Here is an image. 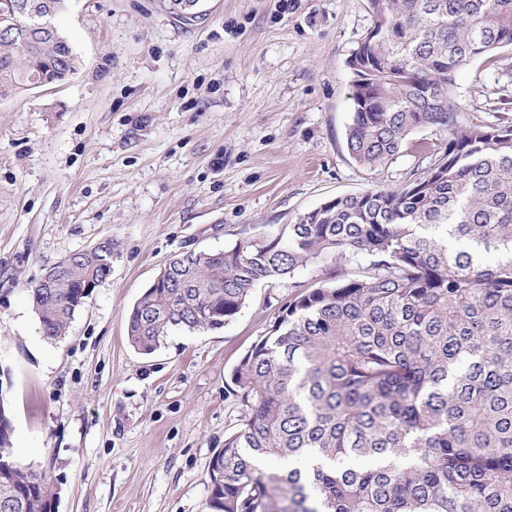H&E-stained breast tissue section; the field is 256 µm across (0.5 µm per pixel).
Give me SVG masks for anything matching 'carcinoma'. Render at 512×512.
<instances>
[{"instance_id": "1", "label": "carcinoma", "mask_w": 512, "mask_h": 512, "mask_svg": "<svg viewBox=\"0 0 512 512\" xmlns=\"http://www.w3.org/2000/svg\"><path fill=\"white\" fill-rule=\"evenodd\" d=\"M17 2L0 0L7 95L79 64L62 35L32 42ZM370 6L349 61V155L379 172L419 129L443 152L405 187L325 201L284 238L172 257L128 318L129 343L151 354L173 330L223 328L261 284L368 261L289 299L233 368L242 409L214 453L209 512H512V124L472 123L453 94L463 65L512 44V0ZM110 253L107 237L30 290L43 336L66 335ZM56 495L1 434L0 512H52Z\"/></svg>"}]
</instances>
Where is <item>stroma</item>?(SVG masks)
Instances as JSON below:
<instances>
[{
  "label": "stroma",
  "mask_w": 512,
  "mask_h": 512,
  "mask_svg": "<svg viewBox=\"0 0 512 512\" xmlns=\"http://www.w3.org/2000/svg\"><path fill=\"white\" fill-rule=\"evenodd\" d=\"M67 0V80L0 98V396L12 446L46 471L55 512H205L209 465L241 409L225 383L280 309L333 264L255 288L223 329L171 332L152 354L130 310L187 251L269 239L326 200L408 185L430 155L381 173L346 147L368 0ZM512 45L456 75L476 123L512 121ZM112 240V271L46 340L29 299L45 272Z\"/></svg>",
  "instance_id": "stroma-1"
}]
</instances>
